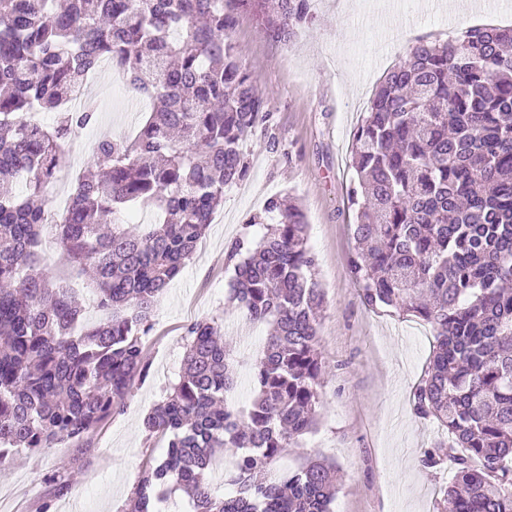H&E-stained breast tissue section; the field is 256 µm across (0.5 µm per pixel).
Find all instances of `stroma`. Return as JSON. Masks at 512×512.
<instances>
[{
    "instance_id": "obj_1",
    "label": "stroma",
    "mask_w": 512,
    "mask_h": 512,
    "mask_svg": "<svg viewBox=\"0 0 512 512\" xmlns=\"http://www.w3.org/2000/svg\"><path fill=\"white\" fill-rule=\"evenodd\" d=\"M310 7L311 24L290 45L270 39L253 15H240L236 46L275 114L278 144L270 146L260 132L247 139L249 172L225 190L192 259L160 296L144 338L149 374L135 382L123 411L80 441L7 458L0 464V512H124L143 468L165 445L148 434L143 418L178 382L185 331L194 321H216L245 356L236 402L248 403V361L267 328L244 325L228 306L232 269L226 252L239 237L260 238V227L245 222L274 195L295 198L309 224L308 243L325 293L319 336L327 365L318 427L301 447L280 456L275 470L296 469L316 453L339 469L335 503L341 512H436L452 473L445 465H423L424 449L441 431L416 417L412 406L434 331L416 317L371 309L360 297L350 272L352 137L380 78L417 39H447L449 31L512 9V0H487L481 17L457 15L449 27L434 20L447 12L445 0H310ZM87 100L97 120L72 135L69 163L49 187L52 197L70 195L90 163L91 144L105 135L135 136L143 120L134 92L112 74L98 76Z\"/></svg>"
}]
</instances>
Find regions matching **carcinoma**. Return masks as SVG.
<instances>
[{
	"instance_id": "1",
	"label": "carcinoma",
	"mask_w": 512,
	"mask_h": 512,
	"mask_svg": "<svg viewBox=\"0 0 512 512\" xmlns=\"http://www.w3.org/2000/svg\"><path fill=\"white\" fill-rule=\"evenodd\" d=\"M288 43L309 0H0V462L79 439L123 411L147 376L142 337L224 200L248 171L245 140L274 139V115L233 42L238 16ZM110 59L146 103L132 140L103 138L52 231L64 264L93 275L88 326L80 294L52 280L42 240L48 187L68 143L95 120L76 105L82 77ZM57 113L56 123L31 121ZM363 302L430 323L435 342L413 411L448 432L422 463L454 475L437 512H512V28L422 37L389 69L352 141ZM26 177V194L10 188ZM138 203L159 220L125 224ZM276 222L254 248L230 244L228 305L268 327L251 365L253 399L232 401L240 361L215 321L186 327V367L145 417L167 438L127 512H160L181 490L192 512H332L336 465L280 474L273 462L318 422L326 365L325 296L297 204L275 196ZM234 448L217 495L211 463Z\"/></svg>"
}]
</instances>
